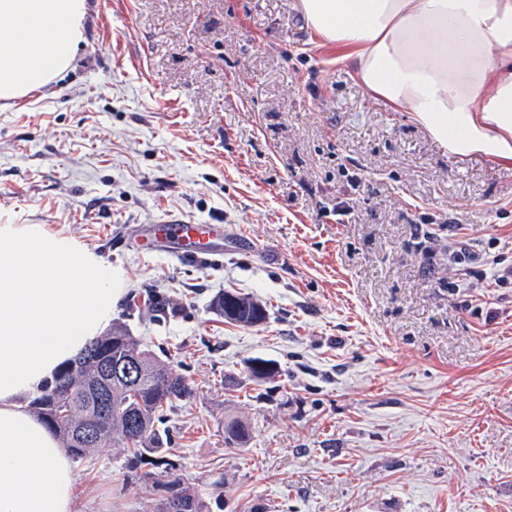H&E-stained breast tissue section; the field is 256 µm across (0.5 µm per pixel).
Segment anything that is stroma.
<instances>
[{"label": "stroma", "instance_id": "obj_1", "mask_svg": "<svg viewBox=\"0 0 512 512\" xmlns=\"http://www.w3.org/2000/svg\"><path fill=\"white\" fill-rule=\"evenodd\" d=\"M88 3L64 78L0 108V224L122 269L113 322L192 394L163 461L74 463L76 512H156L171 480L210 512H512V280L448 264L454 232L512 265V160L373 101L298 0ZM167 219L223 225V256L139 252ZM224 319L244 327L262 324L266 319V308L259 302L240 294L224 293L217 300ZM251 438L250 428L243 422L231 419L224 422V442L244 447Z\"/></svg>", "mask_w": 512, "mask_h": 512}]
</instances>
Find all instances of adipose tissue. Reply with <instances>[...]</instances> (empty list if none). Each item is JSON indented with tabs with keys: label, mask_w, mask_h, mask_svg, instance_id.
I'll list each match as a JSON object with an SVG mask.
<instances>
[{
	"label": "adipose tissue",
	"mask_w": 512,
	"mask_h": 512,
	"mask_svg": "<svg viewBox=\"0 0 512 512\" xmlns=\"http://www.w3.org/2000/svg\"><path fill=\"white\" fill-rule=\"evenodd\" d=\"M370 97L450 155L512 160V0H299ZM87 0H0V103L61 78ZM121 270L44 224H0V512H75L76 480L28 400L112 319Z\"/></svg>",
	"instance_id": "adipose-tissue-1"
}]
</instances>
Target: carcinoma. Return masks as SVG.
<instances>
[{
	"instance_id": "1",
	"label": "carcinoma",
	"mask_w": 512,
	"mask_h": 512,
	"mask_svg": "<svg viewBox=\"0 0 512 512\" xmlns=\"http://www.w3.org/2000/svg\"><path fill=\"white\" fill-rule=\"evenodd\" d=\"M224 319L244 327L262 324L266 308L240 294L225 293L217 300ZM138 360L141 370L130 382L112 383V416L97 422L98 436L92 443L78 442L72 432L86 423L94 411L89 408L83 381L96 375L105 363L120 357ZM186 379L164 369L153 352L130 330L115 324L107 334L91 342L82 356L64 367L51 384L33 401V408L43 423L60 439L73 460H85L111 438H118L137 460L165 451L168 434L161 428L164 413L176 400L189 396ZM250 428L235 419L224 422V442L245 446ZM167 493L183 502L182 512H207L203 495L167 483Z\"/></svg>"
}]
</instances>
